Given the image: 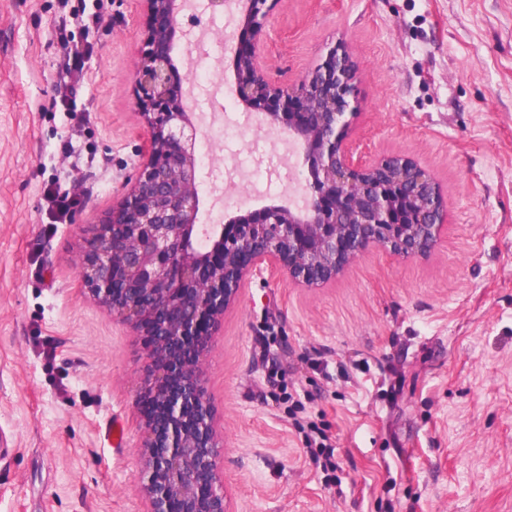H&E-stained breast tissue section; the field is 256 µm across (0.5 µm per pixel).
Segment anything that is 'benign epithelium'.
Segmentation results:
<instances>
[{
	"mask_svg": "<svg viewBox=\"0 0 512 512\" xmlns=\"http://www.w3.org/2000/svg\"><path fill=\"white\" fill-rule=\"evenodd\" d=\"M148 18L134 74L135 105L148 130L146 160L121 202L102 219L77 260L89 292L146 336L142 466L134 493L144 512H228L207 355L224 310L244 281L275 266L296 284L336 278L372 247L416 257L437 243L447 213L434 175L391 155L371 162L347 145L356 72L345 48H330L297 83L266 76L256 41L277 0H209L234 10L242 38L232 98L262 113V125L303 155L302 205L270 204L198 224L201 127L189 77L171 50L186 0H143ZM203 234L211 248L201 252Z\"/></svg>",
	"mask_w": 512,
	"mask_h": 512,
	"instance_id": "1",
	"label": "benign epithelium"
}]
</instances>
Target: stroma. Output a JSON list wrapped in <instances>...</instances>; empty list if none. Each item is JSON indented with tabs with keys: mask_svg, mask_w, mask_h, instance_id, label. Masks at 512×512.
Returning a JSON list of instances; mask_svg holds the SVG:
<instances>
[{
	"mask_svg": "<svg viewBox=\"0 0 512 512\" xmlns=\"http://www.w3.org/2000/svg\"><path fill=\"white\" fill-rule=\"evenodd\" d=\"M144 20L139 0H0V512L142 508L143 338L76 261L144 161ZM233 28L194 0L174 38L179 72L209 78L193 88L206 225L291 186L256 114L225 105ZM338 43L358 77L350 145L429 169L448 228L424 257L374 248L322 288L278 269L241 288L207 357L230 508L512 512V0H278L259 50L288 84ZM51 185L80 197L60 219ZM316 428L337 472L310 459Z\"/></svg>",
	"mask_w": 512,
	"mask_h": 512,
	"instance_id": "obj_1",
	"label": "stroma"
}]
</instances>
